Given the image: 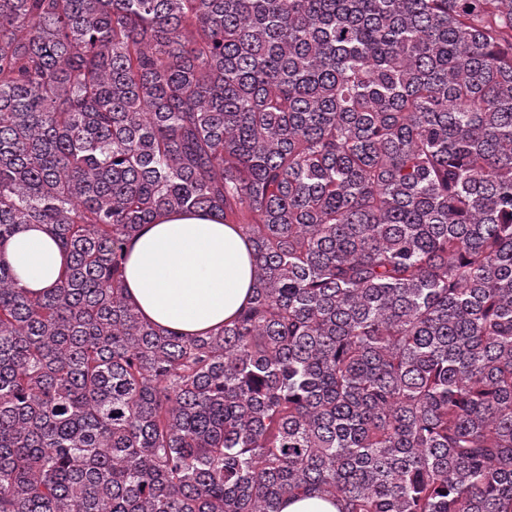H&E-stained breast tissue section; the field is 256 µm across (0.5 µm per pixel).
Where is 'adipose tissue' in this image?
<instances>
[{"mask_svg": "<svg viewBox=\"0 0 512 512\" xmlns=\"http://www.w3.org/2000/svg\"><path fill=\"white\" fill-rule=\"evenodd\" d=\"M126 295L142 317L186 336L210 332L245 308L253 284L252 245L236 225L193 211L142 225L126 248ZM67 262L44 226L28 224L0 243V263L20 287L50 291Z\"/></svg>", "mask_w": 512, "mask_h": 512, "instance_id": "ef3b65f1", "label": "adipose tissue"}]
</instances>
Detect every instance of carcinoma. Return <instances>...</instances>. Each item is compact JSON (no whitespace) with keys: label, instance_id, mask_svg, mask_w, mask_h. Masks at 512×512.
Segmentation results:
<instances>
[{"label":"carcinoma","instance_id":"cac0c4a2","mask_svg":"<svg viewBox=\"0 0 512 512\" xmlns=\"http://www.w3.org/2000/svg\"><path fill=\"white\" fill-rule=\"evenodd\" d=\"M251 302L126 300L172 211ZM0 512H512V0H0ZM219 222L175 211L142 225L128 242L126 295L145 320L198 336L248 305L252 245L236 225ZM67 262L44 225L28 224L0 243V263L10 266L18 284L33 294L50 291ZM281 512H338V510L331 500L302 498L286 501Z\"/></svg>","mask_w":512,"mask_h":512}]
</instances>
